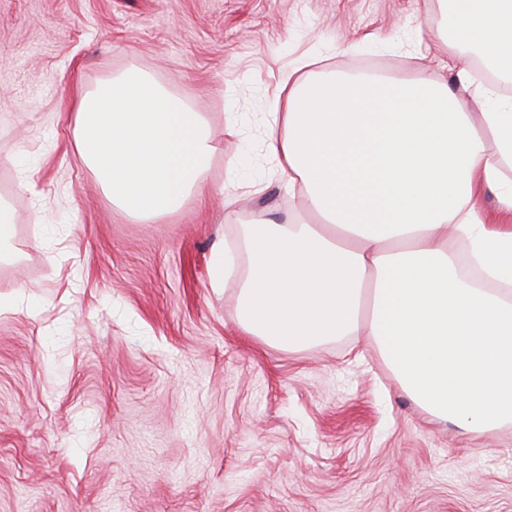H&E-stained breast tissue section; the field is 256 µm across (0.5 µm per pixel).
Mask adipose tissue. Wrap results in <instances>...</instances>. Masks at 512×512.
Segmentation results:
<instances>
[{
    "label": "adipose tissue",
    "mask_w": 512,
    "mask_h": 512,
    "mask_svg": "<svg viewBox=\"0 0 512 512\" xmlns=\"http://www.w3.org/2000/svg\"><path fill=\"white\" fill-rule=\"evenodd\" d=\"M454 85L299 79L270 102L263 142L316 224L252 215L241 329L300 350L362 336L430 416L473 439L512 425V98L473 114L471 53L512 76V0H445ZM78 144L113 202L160 215L202 193L216 136L199 109L132 72L80 95ZM493 193L494 211L483 198Z\"/></svg>",
    "instance_id": "obj_1"
}]
</instances>
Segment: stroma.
Listing matches in <instances>:
<instances>
[{
	"label": "stroma",
	"mask_w": 512,
	"mask_h": 512,
	"mask_svg": "<svg viewBox=\"0 0 512 512\" xmlns=\"http://www.w3.org/2000/svg\"><path fill=\"white\" fill-rule=\"evenodd\" d=\"M417 24L447 54L429 0H0V512H512V427L431 421L358 337L268 346L243 261L212 282L246 214L305 211L260 139L281 69L409 77ZM134 70L203 105L231 202L113 205L70 101Z\"/></svg>",
	"instance_id": "obj_1"
}]
</instances>
